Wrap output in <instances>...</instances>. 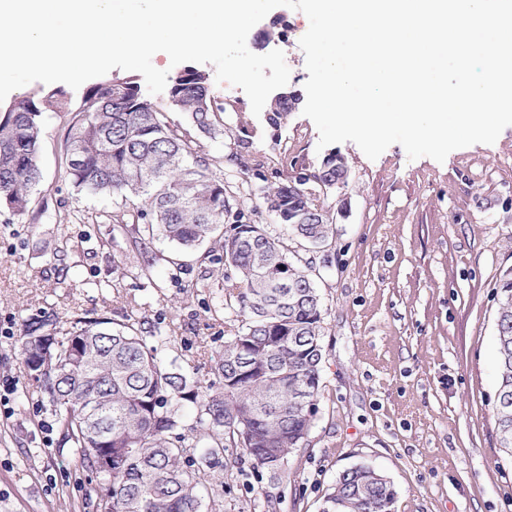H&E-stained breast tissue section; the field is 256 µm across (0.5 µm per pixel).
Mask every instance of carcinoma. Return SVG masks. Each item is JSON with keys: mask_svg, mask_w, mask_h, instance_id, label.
<instances>
[{"mask_svg": "<svg viewBox=\"0 0 512 512\" xmlns=\"http://www.w3.org/2000/svg\"><path fill=\"white\" fill-rule=\"evenodd\" d=\"M166 105L152 102L133 77L104 78L84 89L79 104L61 88L42 87L0 107V209L29 212L40 182L38 166L42 113L71 112L64 155L73 187L121 200L112 213V232L142 225L191 251L218 240L224 264V313L242 317L231 326L224 352L212 368L218 386L202 388L187 374L164 365L148 338L158 325L136 314L119 322L76 317L69 326L24 324L21 353L26 368L41 363L37 378L42 406L55 418L62 442L96 475L86 493L92 512H213L207 471L224 466V454L240 448L256 467L276 474L305 447L317 413L324 336L321 297L314 286V262L292 259L288 245L233 209L231 186L198 155L201 137H224V104L211 91L209 76L185 66L171 73ZM300 97L271 98L267 125L282 129ZM181 112L185 124L168 113ZM260 199L277 223L279 210L308 216L310 224H286L290 235L324 252L335 227L330 206L307 190L298 168L265 187ZM498 434L512 453V273L496 284ZM52 349L61 356L45 357ZM511 402L503 405L502 395ZM185 402L197 409L199 435L174 431ZM100 427L108 447L87 440ZM112 455V470L98 458ZM393 484L367 469L343 471L321 512H384L394 503ZM351 502L354 507L341 509Z\"/></svg>", "mask_w": 512, "mask_h": 512, "instance_id": "carcinoma-1", "label": "carcinoma"}]
</instances>
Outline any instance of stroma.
Returning a JSON list of instances; mask_svg holds the SVG:
<instances>
[{
    "mask_svg": "<svg viewBox=\"0 0 512 512\" xmlns=\"http://www.w3.org/2000/svg\"><path fill=\"white\" fill-rule=\"evenodd\" d=\"M308 27L303 12L277 7L247 37L253 53L283 51L288 86L300 93L308 73L299 40ZM211 90L226 107L227 131L202 142L200 154L239 185L235 204L246 218L284 236L259 189L284 179L292 162L317 167L318 130L298 110L272 140L241 88L215 82ZM69 119L42 115V178L30 213L0 210V327L9 330L0 336V512H86L89 476L61 445L23 362L29 318L146 316L167 333L161 358L204 386L216 377L197 369L200 355L214 360L224 351L218 243L185 253L151 238L152 265L138 274L129 240L112 236L117 204L70 183ZM335 149L348 168L349 206L336 220L333 266L315 281L325 327L316 420L283 481L229 451L210 477L224 485L223 512H264L270 495L281 498V512H319L339 474L360 463L390 477L395 512H512L493 342L495 284L512 269V128L441 163L409 160L398 144L374 160L350 141ZM253 150L265 153V167L242 170Z\"/></svg>",
    "mask_w": 512,
    "mask_h": 512,
    "instance_id": "obj_1",
    "label": "stroma"
}]
</instances>
